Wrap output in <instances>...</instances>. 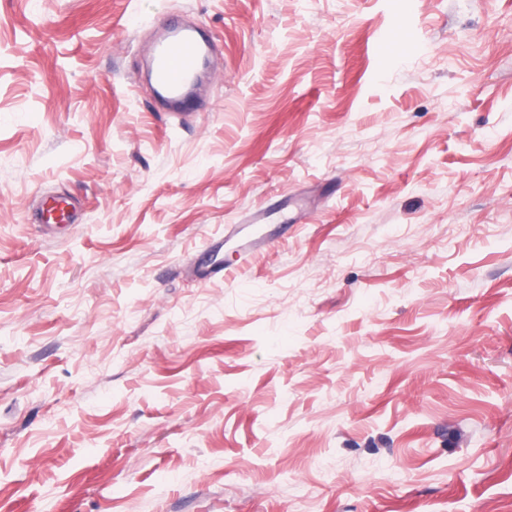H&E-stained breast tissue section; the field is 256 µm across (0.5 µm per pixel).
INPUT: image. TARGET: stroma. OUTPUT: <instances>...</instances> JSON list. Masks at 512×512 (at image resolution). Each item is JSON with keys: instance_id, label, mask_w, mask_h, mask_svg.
I'll use <instances>...</instances> for the list:
<instances>
[{"instance_id": "1", "label": "stroma", "mask_w": 512, "mask_h": 512, "mask_svg": "<svg viewBox=\"0 0 512 512\" xmlns=\"http://www.w3.org/2000/svg\"><path fill=\"white\" fill-rule=\"evenodd\" d=\"M0 512H512V0H0ZM164 30L150 64L154 91L175 112L192 111L197 102L189 87L200 75L211 52L210 44L194 26L171 25Z\"/></svg>"}]
</instances>
